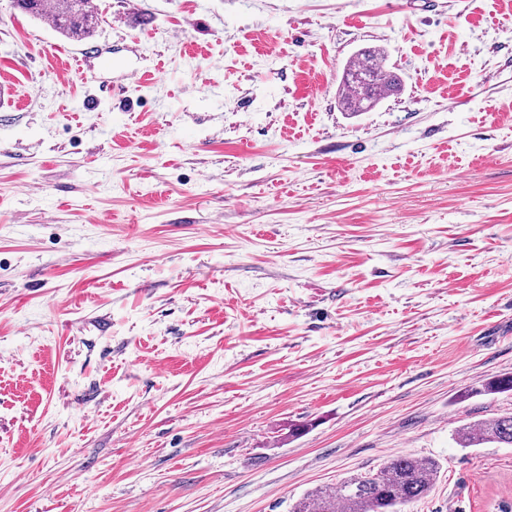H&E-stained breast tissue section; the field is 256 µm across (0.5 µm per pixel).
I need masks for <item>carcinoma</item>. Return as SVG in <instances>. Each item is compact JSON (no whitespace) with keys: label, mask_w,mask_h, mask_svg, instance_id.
I'll return each mask as SVG.
<instances>
[{"label":"carcinoma","mask_w":512,"mask_h":512,"mask_svg":"<svg viewBox=\"0 0 512 512\" xmlns=\"http://www.w3.org/2000/svg\"><path fill=\"white\" fill-rule=\"evenodd\" d=\"M24 13L42 19L49 15L54 30L70 41L91 37L99 17L94 0H15ZM399 78L386 69L383 56L359 51L346 65L342 103L350 112H365L397 91ZM459 444L476 448L495 444L512 447V414L469 424L458 432ZM439 465L428 458L393 455L374 475L350 477L333 488L304 495L292 512H398L401 505L419 502L432 490Z\"/></svg>","instance_id":"carcinoma-1"}]
</instances>
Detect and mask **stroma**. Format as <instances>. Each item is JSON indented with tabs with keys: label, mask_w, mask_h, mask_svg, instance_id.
I'll use <instances>...</instances> for the list:
<instances>
[{
	"label": "stroma",
	"mask_w": 512,
	"mask_h": 512,
	"mask_svg": "<svg viewBox=\"0 0 512 512\" xmlns=\"http://www.w3.org/2000/svg\"><path fill=\"white\" fill-rule=\"evenodd\" d=\"M96 2L0 0V512H291L399 448L404 512H507L456 437L512 413V0ZM24 13L42 19L51 16L54 30L70 41L91 37L98 25L97 5L93 0H15ZM47 15L48 22L51 19ZM383 60L376 50H360L346 65L341 98L349 112H365L397 91L400 80L386 69ZM355 74L369 78L368 82L358 84L353 81Z\"/></svg>",
	"instance_id": "obj_1"
}]
</instances>
